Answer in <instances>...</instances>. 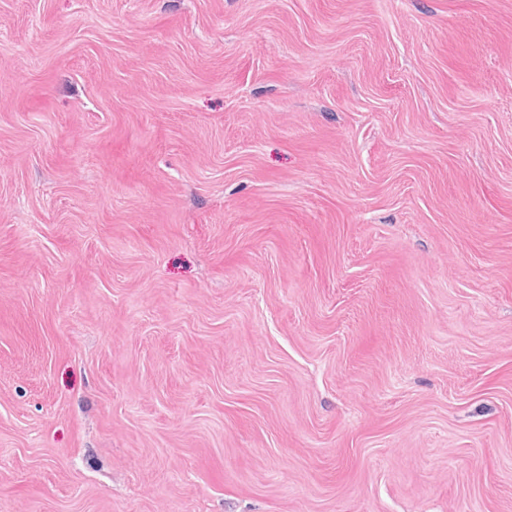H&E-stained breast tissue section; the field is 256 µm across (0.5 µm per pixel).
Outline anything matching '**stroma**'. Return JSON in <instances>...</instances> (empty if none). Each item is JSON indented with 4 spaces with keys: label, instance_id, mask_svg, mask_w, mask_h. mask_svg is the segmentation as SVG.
<instances>
[{
    "label": "stroma",
    "instance_id": "stroma-1",
    "mask_svg": "<svg viewBox=\"0 0 512 512\" xmlns=\"http://www.w3.org/2000/svg\"><path fill=\"white\" fill-rule=\"evenodd\" d=\"M0 512H512V0H0Z\"/></svg>",
    "mask_w": 512,
    "mask_h": 512
}]
</instances>
